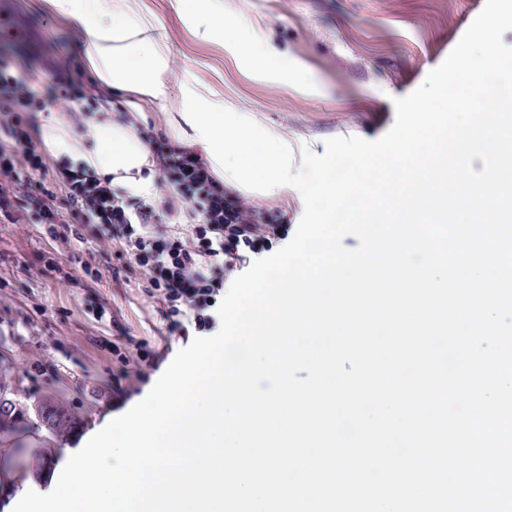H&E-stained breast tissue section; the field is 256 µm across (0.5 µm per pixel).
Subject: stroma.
Listing matches in <instances>:
<instances>
[{"label":"stroma","mask_w":512,"mask_h":512,"mask_svg":"<svg viewBox=\"0 0 512 512\" xmlns=\"http://www.w3.org/2000/svg\"><path fill=\"white\" fill-rule=\"evenodd\" d=\"M184 0H144L166 28L173 76L168 95L142 130L170 136L181 108L179 85L203 84L257 127L287 136L293 149L325 151V140H373L395 121L393 100L419 87L447 57L485 0H224L220 39L195 34ZM29 39L13 44L36 67L25 80L54 81L50 65L70 55L88 72L80 29L42 11L38 0H0ZM276 55H268L266 46ZM53 241L33 224L0 223V382L30 404L57 392L77 421L71 433L37 430L33 447H77L80 437L147 395L185 342L170 331L145 280L110 242L64 250L48 270ZM101 273L92 287L75 280L84 265ZM150 352V360L139 357Z\"/></svg>","instance_id":"stroma-1"}]
</instances>
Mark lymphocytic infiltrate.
<instances>
[{"mask_svg":"<svg viewBox=\"0 0 512 512\" xmlns=\"http://www.w3.org/2000/svg\"><path fill=\"white\" fill-rule=\"evenodd\" d=\"M52 70L48 96L67 102V123L92 139L91 120L108 109V97L71 71L69 60H57ZM44 99L0 56V222L39 225L45 238L65 245L112 238L171 329L213 331L227 276L284 240L286 225L226 189L199 152L165 137L146 139L159 172L158 197L129 204L111 177L51 159L38 130ZM180 216L185 228L155 233L162 218Z\"/></svg>","mask_w":512,"mask_h":512,"instance_id":"f902f5d3","label":"lymphocytic infiltrate"}]
</instances>
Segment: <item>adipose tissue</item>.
<instances>
[{
  "label": "adipose tissue",
  "mask_w": 512,
  "mask_h": 512,
  "mask_svg": "<svg viewBox=\"0 0 512 512\" xmlns=\"http://www.w3.org/2000/svg\"><path fill=\"white\" fill-rule=\"evenodd\" d=\"M48 10L81 29L90 69L112 98L111 112L95 120L93 149L83 148L76 133L44 120L40 135L56 157L91 165L111 177L114 187L148 195L154 188L147 175L149 149L124 120H145L151 106L167 91L169 40L165 29L141 0H41ZM182 107L172 124L177 138L201 147L214 172L228 184L274 196L293 179L295 157L280 133L258 129L228 111L219 91L181 83ZM15 451L0 448V485L23 488L34 482L48 491L55 467L49 453L30 449L24 467L14 464Z\"/></svg>",
  "instance_id": "1"
}]
</instances>
